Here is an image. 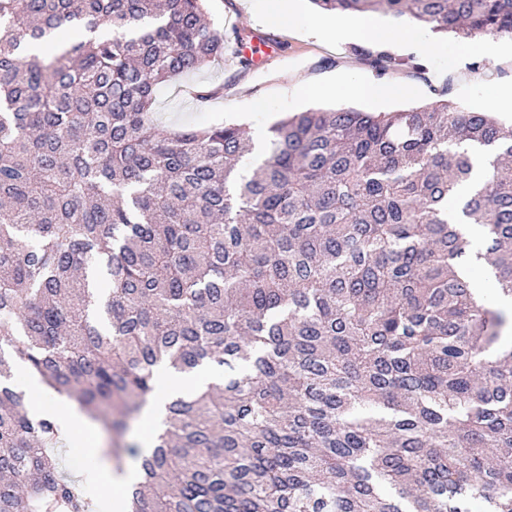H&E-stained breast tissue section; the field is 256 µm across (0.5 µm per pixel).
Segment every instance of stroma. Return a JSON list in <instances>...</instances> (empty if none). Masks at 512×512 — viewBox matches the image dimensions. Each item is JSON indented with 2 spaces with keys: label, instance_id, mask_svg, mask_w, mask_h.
<instances>
[{
  "label": "stroma",
  "instance_id": "1",
  "mask_svg": "<svg viewBox=\"0 0 512 512\" xmlns=\"http://www.w3.org/2000/svg\"><path fill=\"white\" fill-rule=\"evenodd\" d=\"M298 7L300 25L288 29L268 21L266 0H206L209 21L225 35L245 28L278 40L284 51L268 65L248 70L229 53L204 72L166 84L157 95L156 119L173 127L237 119L246 124L255 152L261 153L267 147L269 128L278 118L308 108L354 106L378 113L443 99L471 107H494L496 83L512 80V61L486 72V63L475 52L473 42L441 38L436 51L424 56L402 43L381 44L372 31L361 39L336 42L310 33L318 13L309 0H298ZM382 47L391 60L381 75L371 66L369 55ZM349 71L364 83H410L416 93L381 103L356 95L312 97L301 86L305 79H333ZM198 87L215 89V97L205 103L196 101L191 91ZM57 454L67 473L80 480L92 497L111 506L115 487L102 480L99 467L91 464L79 443L64 442Z\"/></svg>",
  "mask_w": 512,
  "mask_h": 512
}]
</instances>
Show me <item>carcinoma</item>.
I'll use <instances>...</instances> for the list:
<instances>
[{
	"label": "carcinoma",
	"mask_w": 512,
	"mask_h": 512,
	"mask_svg": "<svg viewBox=\"0 0 512 512\" xmlns=\"http://www.w3.org/2000/svg\"><path fill=\"white\" fill-rule=\"evenodd\" d=\"M512 39V0H311ZM205 0H0V512H98L27 408L16 362L109 436L164 367L222 380L166 405L129 512H512V126L440 100L310 108L253 152L171 129L158 87L224 59ZM84 37L41 59L29 45ZM492 170L462 213L470 148Z\"/></svg>",
	"instance_id": "cac0c4a2"
}]
</instances>
